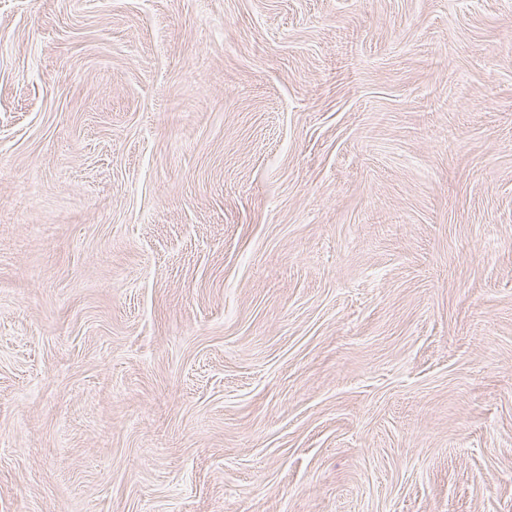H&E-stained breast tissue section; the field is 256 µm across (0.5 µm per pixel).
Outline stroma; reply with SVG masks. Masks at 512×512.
<instances>
[{
    "label": "stroma",
    "mask_w": 512,
    "mask_h": 512,
    "mask_svg": "<svg viewBox=\"0 0 512 512\" xmlns=\"http://www.w3.org/2000/svg\"><path fill=\"white\" fill-rule=\"evenodd\" d=\"M0 512H512V0H0Z\"/></svg>",
    "instance_id": "stroma-1"
}]
</instances>
